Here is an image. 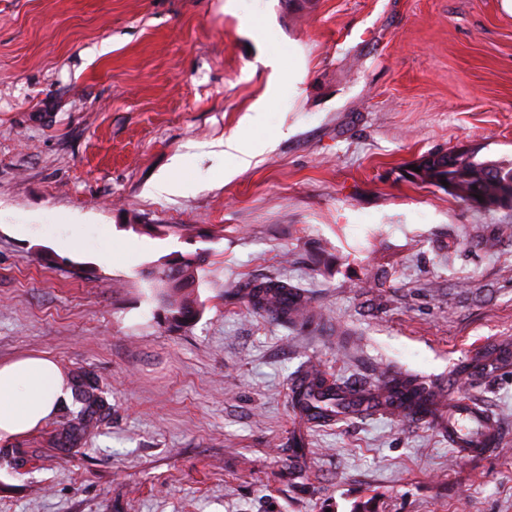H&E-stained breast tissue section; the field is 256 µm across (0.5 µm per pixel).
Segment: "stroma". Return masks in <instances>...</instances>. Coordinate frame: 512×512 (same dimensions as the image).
I'll return each mask as SVG.
<instances>
[{"label":"stroma","mask_w":512,"mask_h":512,"mask_svg":"<svg viewBox=\"0 0 512 512\" xmlns=\"http://www.w3.org/2000/svg\"><path fill=\"white\" fill-rule=\"evenodd\" d=\"M466 147L512 160L503 0H0V361L49 353L110 404L76 447L56 417L0 442V512H512V363L470 355L512 351V210L407 174ZM171 171L189 191L153 194ZM201 248L172 324L139 273ZM263 279L313 320L255 313ZM310 363L418 374L503 439L462 459L430 418L314 423ZM241 290L256 312L284 325H301L309 319L308 300L298 285L285 280L247 282Z\"/></svg>","instance_id":"35a3bbf8"}]
</instances>
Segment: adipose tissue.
<instances>
[{
  "label": "adipose tissue",
  "mask_w": 512,
  "mask_h": 512,
  "mask_svg": "<svg viewBox=\"0 0 512 512\" xmlns=\"http://www.w3.org/2000/svg\"><path fill=\"white\" fill-rule=\"evenodd\" d=\"M72 384L71 372L45 352L0 362V441L37 432L72 400Z\"/></svg>",
  "instance_id": "ef3b65f1"
}]
</instances>
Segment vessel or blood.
<instances>
[{
	"label": "vessel or blood",
	"mask_w": 512,
	"mask_h": 512,
	"mask_svg": "<svg viewBox=\"0 0 512 512\" xmlns=\"http://www.w3.org/2000/svg\"><path fill=\"white\" fill-rule=\"evenodd\" d=\"M502 429L477 402L460 399L448 406V443L457 456L476 457L499 445Z\"/></svg>",
	"instance_id": "vessel-or-blood-1"
}]
</instances>
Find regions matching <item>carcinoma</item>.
<instances>
[{
	"mask_svg": "<svg viewBox=\"0 0 512 512\" xmlns=\"http://www.w3.org/2000/svg\"><path fill=\"white\" fill-rule=\"evenodd\" d=\"M446 176L456 181L453 196L461 201L468 203L478 195L495 201L512 186V162L480 160L475 151L459 156L452 165L443 159L429 162L428 178L440 180ZM206 255L204 249L180 254L174 264L159 269L160 277L156 279L140 272L141 280L150 292L149 299L168 315L170 322L184 324L195 317L197 309L193 289L202 284ZM242 295L255 311L284 325H301L309 319L307 297L299 286L286 280L248 282L242 288ZM301 375L305 388L294 391L291 404L293 409L311 420L330 421L338 417L339 412L357 396L377 402L391 414L403 408L415 415L435 420L443 418L437 407L436 393L416 378L393 379L377 390H356L345 382L326 378L314 365L303 369ZM75 403L79 405L78 412L64 423L58 433V441L63 444L81 442L106 407L104 392L87 375L77 376Z\"/></svg>",
	"mask_w": 512,
	"mask_h": 512,
	"instance_id": "1",
	"label": "carcinoma"
}]
</instances>
